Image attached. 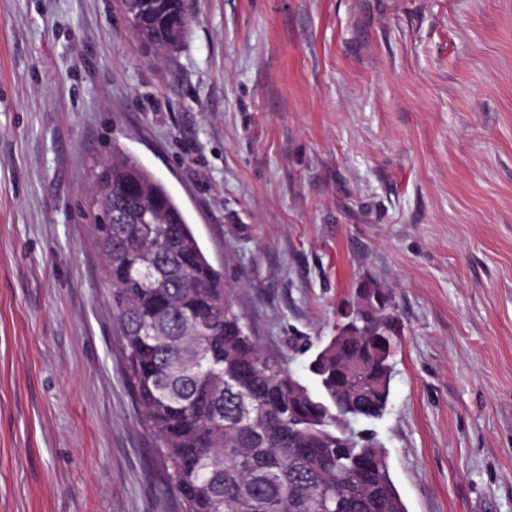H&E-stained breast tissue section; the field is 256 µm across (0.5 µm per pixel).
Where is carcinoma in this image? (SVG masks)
<instances>
[{"mask_svg":"<svg viewBox=\"0 0 512 512\" xmlns=\"http://www.w3.org/2000/svg\"><path fill=\"white\" fill-rule=\"evenodd\" d=\"M189 24L184 0H149L132 30L161 58ZM90 179L82 215L126 378L182 512H408L385 449L348 428L388 407L400 332L388 289L360 283L308 363L314 392L261 348L161 179L115 147Z\"/></svg>","mask_w":512,"mask_h":512,"instance_id":"1","label":"carcinoma"}]
</instances>
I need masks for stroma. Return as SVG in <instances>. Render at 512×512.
Wrapping results in <instances>:
<instances>
[{"instance_id":"1","label":"stroma","mask_w":512,"mask_h":512,"mask_svg":"<svg viewBox=\"0 0 512 512\" xmlns=\"http://www.w3.org/2000/svg\"><path fill=\"white\" fill-rule=\"evenodd\" d=\"M0 0V512H180L82 205L160 177L305 384L358 284L402 328L373 425L408 512H512V0ZM132 25L135 37L156 58L181 48L189 33V10L183 0H149Z\"/></svg>"}]
</instances>
